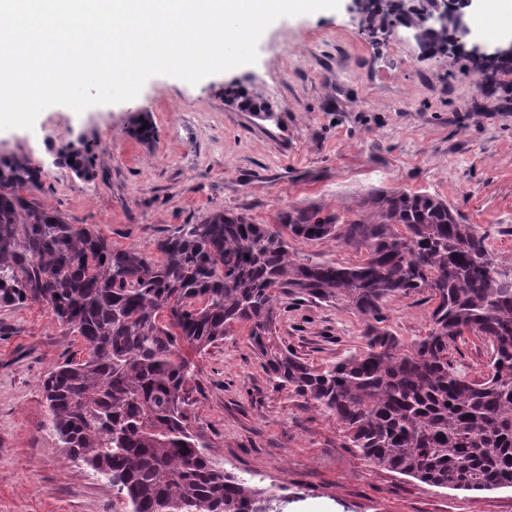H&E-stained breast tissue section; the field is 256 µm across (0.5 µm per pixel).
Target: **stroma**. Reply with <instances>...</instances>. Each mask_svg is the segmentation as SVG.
<instances>
[{
    "label": "stroma",
    "mask_w": 512,
    "mask_h": 512,
    "mask_svg": "<svg viewBox=\"0 0 512 512\" xmlns=\"http://www.w3.org/2000/svg\"><path fill=\"white\" fill-rule=\"evenodd\" d=\"M473 36H512L491 0L467 10ZM256 63L191 85L158 75L130 101L82 113L44 109L33 129L0 131V154L27 153L44 168L41 204L76 227L97 226L114 247L156 256V242L215 211L277 223L313 206L352 217L371 192L401 189L446 200L464 223L487 231L495 255L512 258V75L477 92L462 54L428 57L405 29L386 44L360 34L346 6L279 19L261 36ZM237 83L265 96L262 120L224 99ZM149 112L152 142L129 132ZM87 138L93 180L52 163L50 153ZM300 258L359 263L331 240H290ZM433 303L420 294L388 302L385 326L403 342L425 335ZM365 320L344 304L289 306L275 340L307 364L326 366L364 350ZM492 346L465 334L450 356L468 379L487 372ZM44 304L0 306V512H128V502L50 430L42 381L59 363L85 360ZM189 427L220 468L277 494L280 512H512V489L455 491L377 466L347 447L315 402L269 381L245 324L199 350Z\"/></svg>",
    "instance_id": "obj_1"
}]
</instances>
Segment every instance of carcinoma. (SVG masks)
Instances as JSON below:
<instances>
[{"label": "carcinoma", "instance_id": "1", "mask_svg": "<svg viewBox=\"0 0 512 512\" xmlns=\"http://www.w3.org/2000/svg\"><path fill=\"white\" fill-rule=\"evenodd\" d=\"M433 0H360L368 36L412 29L421 46L448 55L465 5L426 23ZM481 86L512 74V60L469 55ZM224 98L243 112L267 110L258 93L231 84ZM130 133L154 137L150 113ZM57 166L90 180L85 143L57 151ZM43 167L26 154L0 155V305L47 304L89 347L45 378L51 425L68 458L126 496L130 512H267L264 491L207 456L188 427L190 363L237 323L273 386L315 401L374 464L439 488L512 489V259L488 234L428 193L374 191L355 218L291 209L277 224L217 211L156 243L159 257L117 249L96 226L76 228L38 202ZM403 231H396V227ZM365 249L354 265L304 260L284 233ZM428 293L426 335L408 345L388 330L390 299ZM344 303L367 324L365 350L321 368L273 340L288 305ZM492 344L489 373L473 382L448 358L465 334Z\"/></svg>", "mask_w": 512, "mask_h": 512}]
</instances>
